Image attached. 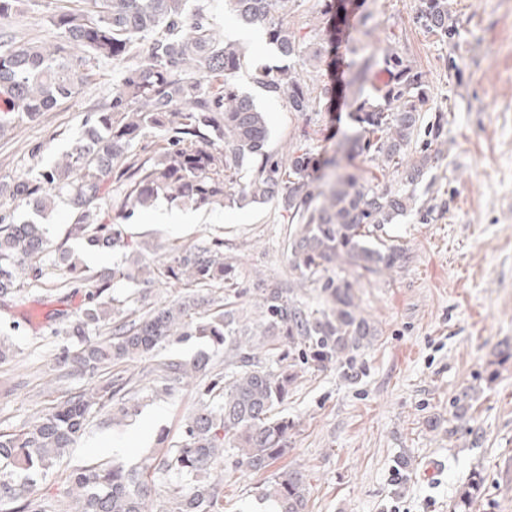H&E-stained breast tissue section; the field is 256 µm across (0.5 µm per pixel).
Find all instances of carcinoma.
<instances>
[{"label": "carcinoma", "instance_id": "1", "mask_svg": "<svg viewBox=\"0 0 512 512\" xmlns=\"http://www.w3.org/2000/svg\"><path fill=\"white\" fill-rule=\"evenodd\" d=\"M84 6L47 15L53 40L35 41L20 31L0 34V134L84 92L104 64L121 78L84 117V134L49 168L20 178L12 199L37 213L66 204L74 230L101 249L133 245L112 223L96 220L103 207L129 218L164 199L196 209L244 208L275 201L288 214V286L259 279L258 317L240 316L241 292L220 246L197 244L178 250L165 266L167 279L190 286H224V303L189 296L133 318L112 320L114 307L102 294L121 280H135L144 266L135 258L112 276L89 274L75 260L62 264L43 225L17 224L0 215V298L18 291L20 275L38 282L63 271L62 284L91 288L80 312L62 310L65 335L77 340L56 356L59 370L102 377L112 366L151 352L172 336H196L224 346L233 360L224 377L203 390L200 407L185 424L182 440L160 457L126 466L93 461L67 475L66 497H32L30 483L57 467L108 402L134 400L136 390L110 377L56 405L30 425L0 433V512H149L157 490L166 495L162 512H224L221 476L227 458L244 472L267 471L288 452L296 427L278 412L298 378L297 368L340 366L357 378V355L378 336L362 314L355 286L397 267L402 246L386 226L421 211L416 190L439 161L448 115L428 106L425 75L391 49L379 55L362 45L349 48L346 79L309 86L296 59L305 38L288 26L300 0H224L237 22L260 24L266 40L288 64L276 71L257 67L253 83L281 99L293 112H311L337 96L351 99L350 132L335 156L320 162L300 145L283 160L269 149L266 112L240 91L236 75L248 64L246 46L221 36L212 22V0H82ZM317 13L341 32L358 14L373 18L366 0H314ZM413 24L442 43L459 33L448 0H418ZM389 74L382 87L368 89L375 71ZM432 113L426 117V113ZM151 144H143L146 138ZM363 157L376 171L359 174ZM334 170L327 188L318 185L321 167ZM251 168L242 181L245 168ZM397 178L390 184V177ZM353 280H336L332 270ZM321 283L324 304L306 305L296 293ZM111 327L103 342L91 333ZM277 357L278 367L256 361L259 350ZM207 357L168 359L156 371L170 391L206 375ZM483 485L473 474L458 492L456 512H469ZM311 483L294 468L274 478L264 496L274 512H307Z\"/></svg>", "mask_w": 512, "mask_h": 512}]
</instances>
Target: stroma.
Here are the masks:
<instances>
[{
  "label": "stroma",
  "instance_id": "35a3bbf8",
  "mask_svg": "<svg viewBox=\"0 0 512 512\" xmlns=\"http://www.w3.org/2000/svg\"><path fill=\"white\" fill-rule=\"evenodd\" d=\"M449 2L459 20L453 43L414 26L418 0H366L374 29L367 35L358 27L350 36L379 53L396 47L425 73L431 105L448 108L444 157L429 174L431 188L417 191L425 218L387 228L406 248L405 262L357 290L361 310L380 331L356 360L357 379L346 380L336 366L305 368L284 406L296 422L287 455L259 474L226 464L224 512H268L258 500L262 488L296 466L312 484L309 512H452L457 490L476 472L483 487L471 512H512V359L495 361L498 351L512 348V0ZM213 17L224 37L251 46L255 65H285L263 27H239L224 0H214ZM454 61L461 73L451 69ZM117 78L111 66L101 67L80 98L1 137L0 185L37 174L65 153L83 130L88 104L106 98ZM237 80L267 114L272 151L284 156L306 144L320 156L332 154L347 129L349 103L323 102L302 114L257 92L250 71ZM165 206L160 200L115 222L151 269L166 265L153 251L156 243L186 248L218 239L245 308L256 303L259 278L288 281L289 226L275 203L194 210L182 224L157 219ZM72 221L63 204L45 219L52 247L80 258L89 246L72 233ZM57 282L54 275L40 285L24 277L14 297L0 299V331L14 347L0 362L2 433L95 385L81 373L53 379L54 358L68 342L51 319L58 303L48 290ZM186 291L158 277L149 285L121 283L114 294L130 317ZM202 353L211 373L223 371V350L193 336L173 337L120 364L119 372L141 377L137 415L118 425L91 418L63 465L39 481V493L56 495L71 469L99 459L100 436H111L129 464L159 443L181 441L185 418L200 401L198 386L168 393L150 371L161 360ZM401 454L410 456L409 469H396Z\"/></svg>",
  "mask_w": 512,
  "mask_h": 512
}]
</instances>
